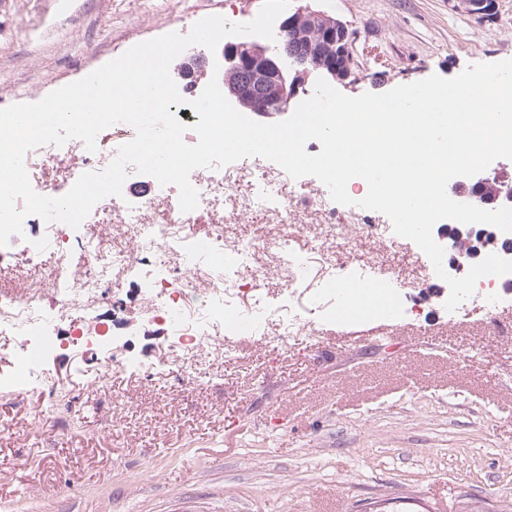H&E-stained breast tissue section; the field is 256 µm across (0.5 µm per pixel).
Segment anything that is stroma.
<instances>
[{"label":"stroma","mask_w":512,"mask_h":512,"mask_svg":"<svg viewBox=\"0 0 512 512\" xmlns=\"http://www.w3.org/2000/svg\"><path fill=\"white\" fill-rule=\"evenodd\" d=\"M263 0H0V108L36 102L169 32L212 15L243 23ZM345 22L355 97L512 59V0L490 16L460 0H291ZM36 184L66 193L85 170L71 145ZM123 287L127 350L151 361L163 332ZM163 376L76 385L104 355L45 364L62 401L0 396V512H512V338L483 315L433 307L393 329L323 328L281 348L255 337ZM67 418L70 430L55 427Z\"/></svg>","instance_id":"35a3bbf8"}]
</instances>
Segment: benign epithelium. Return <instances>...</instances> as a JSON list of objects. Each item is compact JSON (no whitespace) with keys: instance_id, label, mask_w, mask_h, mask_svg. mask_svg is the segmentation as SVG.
I'll return each mask as SVG.
<instances>
[{"instance_id":"obj_1","label":"benign epithelium","mask_w":512,"mask_h":512,"mask_svg":"<svg viewBox=\"0 0 512 512\" xmlns=\"http://www.w3.org/2000/svg\"><path fill=\"white\" fill-rule=\"evenodd\" d=\"M326 19L319 37L312 36L316 20ZM352 42L345 35L336 40L332 16L308 7L296 10L278 26L275 40L254 36L248 41L226 42L216 51L220 71L236 73V81L218 84L227 100L237 108L260 117L288 112L291 101L308 93L310 75L338 79L336 62H352Z\"/></svg>"}]
</instances>
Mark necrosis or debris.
Segmentation results:
<instances>
[{"label": "necrosis or debris", "mask_w": 512, "mask_h": 512, "mask_svg": "<svg viewBox=\"0 0 512 512\" xmlns=\"http://www.w3.org/2000/svg\"><path fill=\"white\" fill-rule=\"evenodd\" d=\"M283 179L291 193H269V185ZM190 181L200 207L231 206L204 239L194 231L196 212H181L167 186H154L145 199L111 196L97 203L94 216L110 220L104 238L74 237L63 225L25 218L23 237L47 239L53 268L45 270L28 250L18 249L23 237H11L0 247V270L15 272L24 284L22 293H0V335L20 337L15 359L25 368L23 376L0 378L1 394L21 398L40 387L47 409H54L57 391L34 358L54 351L61 336L76 344H101L114 337L103 315L111 300L108 286L114 282L137 288L145 324L163 327L168 344L165 354L152 362L126 357L110 366L156 375L170 370L176 359L198 361L204 341L229 343L247 330L283 342L315 337L318 328L338 320L346 299L339 288L343 282L390 285L396 319L408 321L422 304L418 288L436 275L428 256L392 225L380 223L379 212L362 208L352 212L350 223L340 224L335 207L328 206L313 221L297 222V215L312 207L304 192L309 180L288 178L279 166L241 159L218 169H197ZM257 209L270 217L267 231L250 238L237 235L238 217ZM432 236L445 246L443 267L454 277L464 276L490 254L512 260V233L490 225L452 220L434 225ZM367 238L379 244V251L363 252L361 243ZM398 249L408 253L409 261L396 275L388 257ZM78 254L85 264L73 288L69 281ZM274 277L282 288L272 300L266 290ZM45 300L52 307L48 316L41 307ZM511 309L512 274L490 275L478 281L474 293L449 317L459 320L478 312L503 335L507 328L499 316Z\"/></svg>", "instance_id": "necrosis-or-debris-1"}]
</instances>
